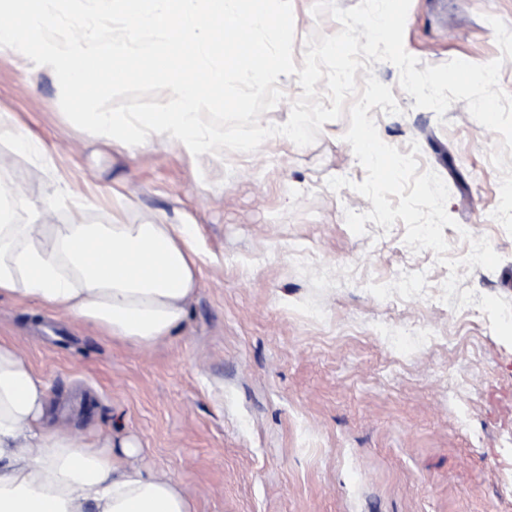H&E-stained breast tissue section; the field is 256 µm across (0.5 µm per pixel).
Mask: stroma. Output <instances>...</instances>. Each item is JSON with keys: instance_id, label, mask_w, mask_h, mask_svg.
Returning <instances> with one entry per match:
<instances>
[{"instance_id": "1", "label": "stroma", "mask_w": 512, "mask_h": 512, "mask_svg": "<svg viewBox=\"0 0 512 512\" xmlns=\"http://www.w3.org/2000/svg\"><path fill=\"white\" fill-rule=\"evenodd\" d=\"M293 59L340 25L291 0ZM512 29V0H411L404 46L422 64L487 63L500 49L486 16ZM374 73L402 109L372 108L380 138L408 148L449 190L455 223L472 225L502 261L466 273L441 302L449 270L412 251L406 227L346 210L372 203L342 176L365 171L324 123L315 143L275 136L253 153L192 156L152 140L135 154L64 116L47 71L0 53V116L37 151L0 141V180L21 185L19 223L57 196V221L193 224L200 287L174 336L148 349L102 335L33 299L0 297V343L49 387L54 423L90 441L137 438V464L176 480L193 512H512V235L492 217L499 135L453 102L416 107L389 63ZM416 291L404 294L405 280Z\"/></svg>"}]
</instances>
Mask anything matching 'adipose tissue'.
I'll use <instances>...</instances> for the list:
<instances>
[{"label": "adipose tissue", "mask_w": 512, "mask_h": 512, "mask_svg": "<svg viewBox=\"0 0 512 512\" xmlns=\"http://www.w3.org/2000/svg\"><path fill=\"white\" fill-rule=\"evenodd\" d=\"M24 189L0 185V297L35 298L140 348L172 336L200 283L190 224H60L53 201L28 224L14 219ZM49 390L0 344V512H192L171 479L117 458L136 445L82 443L52 423Z\"/></svg>", "instance_id": "1"}]
</instances>
